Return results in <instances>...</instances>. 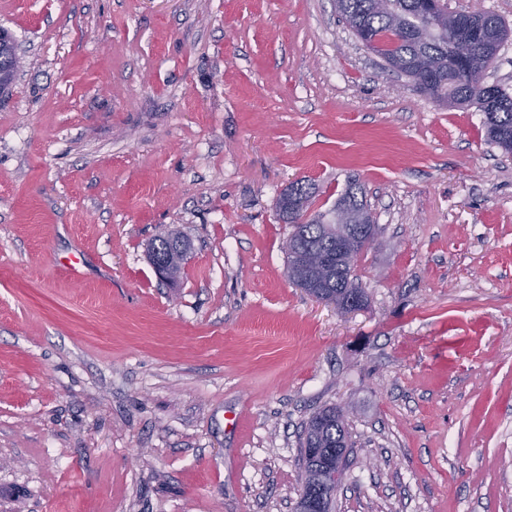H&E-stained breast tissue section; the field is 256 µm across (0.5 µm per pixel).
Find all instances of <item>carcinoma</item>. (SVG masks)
Instances as JSON below:
<instances>
[{
  "instance_id": "obj_1",
  "label": "carcinoma",
  "mask_w": 512,
  "mask_h": 512,
  "mask_svg": "<svg viewBox=\"0 0 512 512\" xmlns=\"http://www.w3.org/2000/svg\"><path fill=\"white\" fill-rule=\"evenodd\" d=\"M422 2L424 0H336V6L358 38L386 59L393 70L410 78L416 90L443 103L450 100L455 107H470L483 113L487 138L505 153L512 154V95L500 86L492 92L484 90L478 77V71L495 60L504 41L512 36V29L495 14L475 15L474 63L451 72L448 18L465 19L467 14L448 11L446 0H432L426 6ZM3 34L0 72L6 75V82L0 90L1 96L12 86L19 68L14 39L6 30ZM293 192L296 201L304 202L300 217L293 216L284 204L288 192L281 193L276 201L279 220L293 225L294 253L288 256V264L302 261L312 252L330 260L329 272L304 289L318 299L338 304L353 294L367 302L366 291L354 278L352 268L341 265L336 258L345 240L343 225L337 220L348 211L371 215L361 185L354 180L348 182L333 207L324 212L311 211L317 193L314 184L298 181L293 184ZM150 252L163 255L172 264L181 260L179 254L171 251L167 236L156 238ZM340 411L336 405L324 407L305 425L300 451L303 471L314 470L321 479L302 486L295 512H308L315 506L332 512L336 459L344 449L351 447L348 423Z\"/></svg>"
}]
</instances>
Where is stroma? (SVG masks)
Instances as JSON below:
<instances>
[{"label": "stroma", "instance_id": "obj_1", "mask_svg": "<svg viewBox=\"0 0 512 512\" xmlns=\"http://www.w3.org/2000/svg\"><path fill=\"white\" fill-rule=\"evenodd\" d=\"M0 512H512V154L336 0H0ZM378 226L345 312L287 276L297 180ZM193 250L177 285L147 246ZM0 31L4 34L3 42H0V72H3L7 77L3 89L0 91L2 96L13 84L15 74L19 68V59L16 55L12 35L4 29H0ZM341 410L336 405L324 407L314 413L305 425L300 451L303 473L314 470L322 478L305 486L303 476L295 512H307L313 505L325 512L333 509V494L336 490L333 473L336 472V476L340 475L341 479L343 475L341 469L336 468V459H340L343 450L352 445L347 420L339 414ZM310 448H314L312 453Z\"/></svg>", "mask_w": 512, "mask_h": 512}]
</instances>
